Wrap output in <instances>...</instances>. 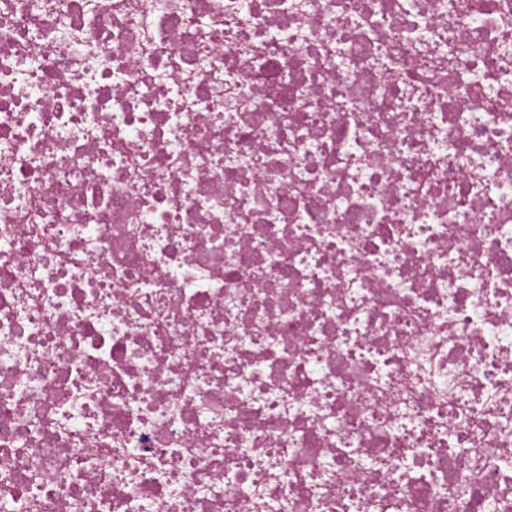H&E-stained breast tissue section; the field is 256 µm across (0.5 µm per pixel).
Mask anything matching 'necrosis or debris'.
<instances>
[{
    "instance_id": "1",
    "label": "necrosis or debris",
    "mask_w": 512,
    "mask_h": 512,
    "mask_svg": "<svg viewBox=\"0 0 512 512\" xmlns=\"http://www.w3.org/2000/svg\"><path fill=\"white\" fill-rule=\"evenodd\" d=\"M0 512H512V0H0Z\"/></svg>"
}]
</instances>
